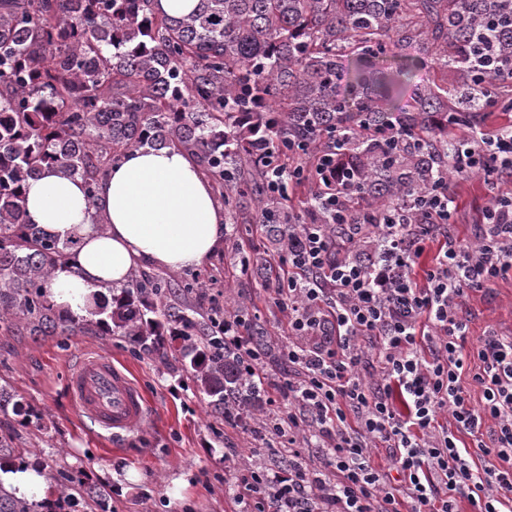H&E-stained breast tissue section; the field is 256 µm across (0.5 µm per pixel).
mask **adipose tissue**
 <instances>
[{
	"instance_id": "obj_1",
	"label": "adipose tissue",
	"mask_w": 512,
	"mask_h": 512,
	"mask_svg": "<svg viewBox=\"0 0 512 512\" xmlns=\"http://www.w3.org/2000/svg\"><path fill=\"white\" fill-rule=\"evenodd\" d=\"M107 218L92 222L94 212ZM32 223L76 240L71 269L47 284L56 307L80 315L91 291L122 286L139 266L169 271L201 265L224 236V214L195 160L177 149L131 150L87 196L80 178L48 169L26 186Z\"/></svg>"
}]
</instances>
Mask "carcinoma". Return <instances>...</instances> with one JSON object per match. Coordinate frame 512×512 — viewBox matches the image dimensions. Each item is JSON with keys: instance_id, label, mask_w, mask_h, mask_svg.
I'll return each mask as SVG.
<instances>
[{"instance_id": "obj_1", "label": "carcinoma", "mask_w": 512, "mask_h": 512, "mask_svg": "<svg viewBox=\"0 0 512 512\" xmlns=\"http://www.w3.org/2000/svg\"><path fill=\"white\" fill-rule=\"evenodd\" d=\"M156 0H0V329L29 336H123L134 348L182 362L183 378L244 419L262 384L224 344V315L205 308L213 275L182 285L144 272L95 291L83 315H64L45 284L77 243L28 220L24 187L46 168L83 180L87 198L112 165L148 146L191 155L224 202V224L261 215L282 248L294 232L288 189L270 169L314 173L304 201L311 224L340 233L321 207L318 174L333 157L349 168L346 216L376 224L391 209L444 184L449 134L479 114L512 110V0H197L184 15ZM433 75L416 83L420 72ZM244 275L268 262L236 249ZM256 357L265 332L248 321ZM48 430L40 407L0 385V470L31 465L17 428ZM110 494L19 496L0 483V512H81Z\"/></svg>"}]
</instances>
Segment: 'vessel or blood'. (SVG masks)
<instances>
[{
    "label": "vessel or blood",
    "mask_w": 512,
    "mask_h": 512,
    "mask_svg": "<svg viewBox=\"0 0 512 512\" xmlns=\"http://www.w3.org/2000/svg\"><path fill=\"white\" fill-rule=\"evenodd\" d=\"M67 392L78 415L112 436L133 431L151 417L145 394L103 353L85 355L72 366Z\"/></svg>",
    "instance_id": "vessel-or-blood-1"
}]
</instances>
